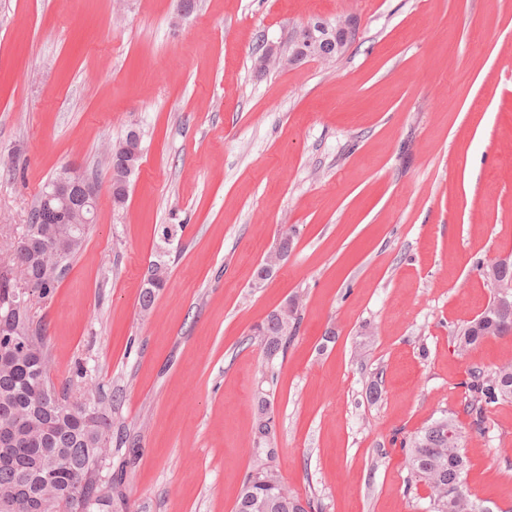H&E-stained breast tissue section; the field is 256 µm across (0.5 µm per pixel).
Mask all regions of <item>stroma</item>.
Listing matches in <instances>:
<instances>
[{"label": "stroma", "instance_id": "35a3bbf8", "mask_svg": "<svg viewBox=\"0 0 512 512\" xmlns=\"http://www.w3.org/2000/svg\"><path fill=\"white\" fill-rule=\"evenodd\" d=\"M0 0V245L66 165L97 178L82 253L35 300L55 385L112 410L109 512H234L266 373L255 324L301 325L276 360V464L315 512H428L404 436L452 414L484 512H512V402L486 433L468 371L512 335L453 337L512 254V0ZM352 18L347 51L263 70L309 20ZM142 159L123 210L107 156ZM180 225L149 313L143 276ZM292 250L265 287L281 232ZM331 342H324V334ZM377 385L378 397L369 394Z\"/></svg>", "mask_w": 512, "mask_h": 512}]
</instances>
